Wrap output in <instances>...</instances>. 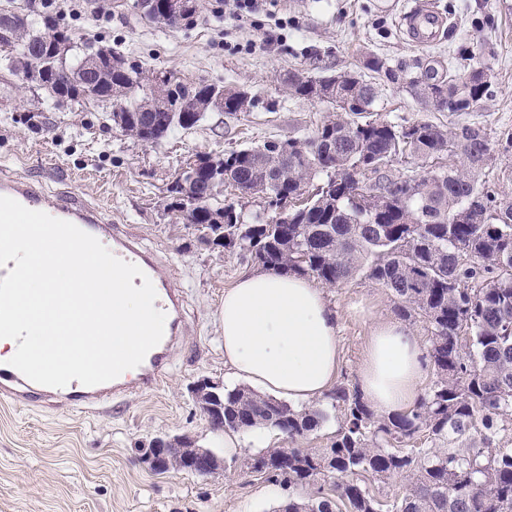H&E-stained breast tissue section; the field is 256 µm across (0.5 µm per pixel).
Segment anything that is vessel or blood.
Listing matches in <instances>:
<instances>
[{"instance_id": "vessel-or-blood-1", "label": "vessel or blood", "mask_w": 512, "mask_h": 512, "mask_svg": "<svg viewBox=\"0 0 512 512\" xmlns=\"http://www.w3.org/2000/svg\"><path fill=\"white\" fill-rule=\"evenodd\" d=\"M443 25V17L422 2L401 18L406 38L419 47L437 43ZM0 196L13 198L28 209L43 211L75 224L107 244L119 259L139 266L155 287V308L166 315L161 342L147 353L138 367L123 372L114 380L95 386L74 380L65 387L53 388L35 383L8 363L0 362V399L20 408L50 406L88 413L128 393L159 388L187 330L184 297L174 284L171 267L157 253L144 249L134 234L110 224L101 210L78 198L51 197L32 182L4 176L0 177Z\"/></svg>"}]
</instances>
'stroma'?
<instances>
[{"label":"stroma","mask_w":512,"mask_h":512,"mask_svg":"<svg viewBox=\"0 0 512 512\" xmlns=\"http://www.w3.org/2000/svg\"><path fill=\"white\" fill-rule=\"evenodd\" d=\"M133 2L89 0L107 18L97 21L85 11L65 20L80 36L110 44L130 60L189 82L245 91L254 104L234 116L208 113L193 129H175L147 145L107 129L96 110L55 108L17 78L0 77V175L30 180L57 197L76 194L157 249L185 294L189 322L181 356L157 390L95 413L21 410L0 401V512H271L288 489L246 462L264 448L287 447V436L274 430L262 443L247 430L240 448L228 450L223 432L212 429L190 393L201 377L241 387L224 366L218 314L225 289L257 265L202 243L199 231L170 209L167 188L196 156L312 132L327 106L289 97L282 78L295 71L361 74L371 53L404 70L403 81L378 83L380 119L447 128L476 122L492 138L512 134V0H430L448 14L455 38L428 48L411 45L401 30L400 16L416 0H280L274 14L260 11L242 22L212 17L213 0H200L193 23L181 27L146 19ZM453 41L471 49L457 76L488 70L493 93L473 112H431L409 81L431 61L447 62ZM327 295L341 348L336 381L353 390L372 322L397 318L398 302L359 275ZM165 434L189 436L215 451L227 473L151 471L141 461L142 447Z\"/></svg>","instance_id":"1"}]
</instances>
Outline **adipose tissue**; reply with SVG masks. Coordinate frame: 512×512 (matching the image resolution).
<instances>
[{
  "label": "adipose tissue",
  "mask_w": 512,
  "mask_h": 512,
  "mask_svg": "<svg viewBox=\"0 0 512 512\" xmlns=\"http://www.w3.org/2000/svg\"><path fill=\"white\" fill-rule=\"evenodd\" d=\"M220 325L231 373L282 398L310 403L334 384L340 364L336 313L307 277L242 275L224 292ZM428 369L426 349L398 320L377 322L358 372L368 407L389 418L413 406Z\"/></svg>",
  "instance_id": "obj_1"
}]
</instances>
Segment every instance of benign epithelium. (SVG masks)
Masks as SVG:
<instances>
[{
    "instance_id": "7a95c632",
    "label": "benign epithelium",
    "mask_w": 512,
    "mask_h": 512,
    "mask_svg": "<svg viewBox=\"0 0 512 512\" xmlns=\"http://www.w3.org/2000/svg\"><path fill=\"white\" fill-rule=\"evenodd\" d=\"M190 391L195 404L209 420L224 419V403L220 398L223 385L202 377L192 383ZM144 462L153 471L190 472L201 476L217 475L223 467L219 456L196 447L186 435L157 438L155 448L144 455Z\"/></svg>"
}]
</instances>
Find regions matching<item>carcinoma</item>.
<instances>
[{"label": "carcinoma", "instance_id": "cac0c4a2", "mask_svg": "<svg viewBox=\"0 0 512 512\" xmlns=\"http://www.w3.org/2000/svg\"><path fill=\"white\" fill-rule=\"evenodd\" d=\"M100 49L79 37L45 4L0 10V69L41 89L61 108L92 105L112 126L156 144L174 128H193L212 110L219 85L188 83L176 74L163 91L158 71L110 47L99 73L80 84L64 71ZM365 68L397 81L399 69L371 54ZM288 95L324 102L336 112L312 135L288 139V156L263 147L205 155L178 174L170 208L210 232L209 243L238 252L264 269L313 277L335 287L355 274L389 289L406 320L430 332L435 375L412 409L376 416L358 391L343 385L326 395L340 411L327 448L295 443L327 413L296 409L250 389L224 392V428L269 426L292 448H268L247 468L302 494L278 512H512V447L495 442L512 427V199L475 174L494 159L486 129H445L430 122L394 125L374 117L377 87L356 76L288 73ZM431 112H473L491 93V75L468 80L426 71L410 81ZM251 102L226 88L220 111L246 112ZM460 168L435 164L443 155ZM410 158L429 163L421 175L394 174ZM243 185L264 200L245 221L234 201L214 204L213 185ZM218 425L214 429L222 428ZM402 477V495L384 505L371 483Z\"/></svg>", "mask_w": 512, "mask_h": 512}]
</instances>
